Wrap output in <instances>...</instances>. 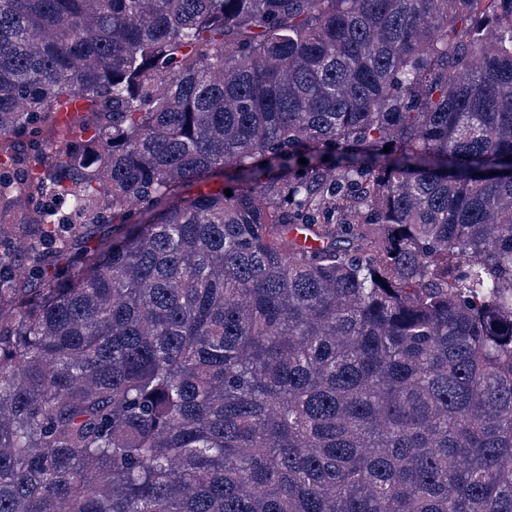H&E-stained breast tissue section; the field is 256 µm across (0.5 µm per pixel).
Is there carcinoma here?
<instances>
[{
	"label": "carcinoma",
	"instance_id": "obj_1",
	"mask_svg": "<svg viewBox=\"0 0 512 512\" xmlns=\"http://www.w3.org/2000/svg\"><path fill=\"white\" fill-rule=\"evenodd\" d=\"M510 465L512 0H0V512H512Z\"/></svg>",
	"mask_w": 512,
	"mask_h": 512
}]
</instances>
